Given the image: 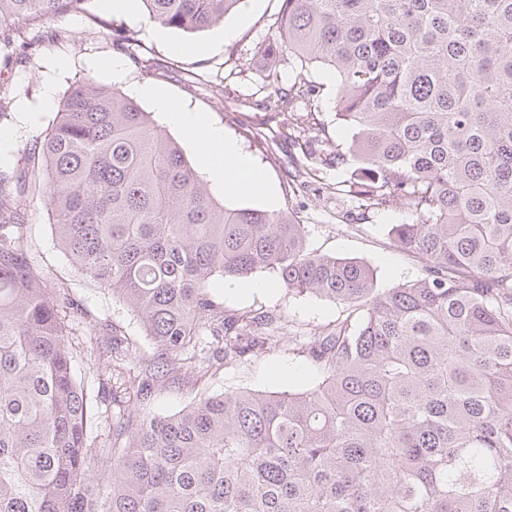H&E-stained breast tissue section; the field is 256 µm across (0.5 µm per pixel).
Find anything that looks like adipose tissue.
<instances>
[{
    "label": "adipose tissue",
    "instance_id": "ef3b65f1",
    "mask_svg": "<svg viewBox=\"0 0 512 512\" xmlns=\"http://www.w3.org/2000/svg\"><path fill=\"white\" fill-rule=\"evenodd\" d=\"M137 94L148 98L163 122L193 133L203 163V173L212 182L234 191L247 190V179L254 171L252 160L236 144L226 139L222 129L210 125L193 110L175 104L162 90L140 86Z\"/></svg>",
    "mask_w": 512,
    "mask_h": 512
}]
</instances>
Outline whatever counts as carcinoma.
Listing matches in <instances>:
<instances>
[{"instance_id": "cac0c4a2", "label": "carcinoma", "mask_w": 512, "mask_h": 512, "mask_svg": "<svg viewBox=\"0 0 512 512\" xmlns=\"http://www.w3.org/2000/svg\"><path fill=\"white\" fill-rule=\"evenodd\" d=\"M87 0H0L3 65L35 55L20 20ZM195 33L242 0H140ZM272 65L332 72L277 97L289 194L325 170L361 213L406 201L388 236L422 277L380 289L365 262L310 247L288 211L218 202L184 150L132 98L87 78L40 144L0 170V512H512V0H282ZM44 195L57 244L140 320L157 357L106 338L112 431L73 370L67 288L28 256L25 194ZM265 270L343 315L292 351L302 390L208 391L273 340L278 317L231 313L217 279ZM197 387L146 412L163 377Z\"/></svg>"}]
</instances>
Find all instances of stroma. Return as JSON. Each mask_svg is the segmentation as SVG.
I'll list each match as a JSON object with an SVG mask.
<instances>
[{"instance_id": "obj_1", "label": "stroma", "mask_w": 512, "mask_h": 512, "mask_svg": "<svg viewBox=\"0 0 512 512\" xmlns=\"http://www.w3.org/2000/svg\"><path fill=\"white\" fill-rule=\"evenodd\" d=\"M281 7L282 0H245L221 25L187 33L148 23L140 11L110 14V26L100 27L92 18L104 14L101 2L90 0L87 14L62 12L34 26L21 25L24 39L37 43L39 49L28 63L0 69V85L8 92V118L0 123V168L14 167V150L42 141L55 120V109L40 108L46 82H53L59 101L73 83L84 78L125 92L135 85H154L163 88L175 103L188 106L221 127L225 136L237 143L253 160L264 182L274 188L278 209L298 213L309 231L312 248L369 263L382 288L416 280L422 274L419 263L388 238L390 225L400 223L407 214L405 201H397L388 211L350 221L346 215L355 203L348 196L313 188L297 197L288 196L280 161L251 135L255 128L277 130V122L271 119L274 91L288 89L296 76L295 68L284 62L272 65L266 55L267 46L278 38L276 19ZM227 28L234 29L235 38L224 44L219 37ZM120 30L132 36L131 44L122 51L114 45ZM116 57L125 64L118 75L111 67ZM22 213L29 226L31 253L50 283L69 289L76 304L87 312L90 325L101 330L119 328L138 341L141 354L153 356L154 348L145 338L139 319L113 300L109 291L87 282L65 259L48 223L44 197L24 201ZM256 279L258 285L253 289L236 290L220 281L214 288L222 294L225 309L279 314L284 324L258 357L211 379L210 392L237 388L296 390L317 378L314 367L292 352L290 339L335 321L340 307L312 295L289 293L278 286L275 273L263 272ZM88 327L79 325L74 337V368L89 390L98 391L100 410L108 411L112 408V390L98 386L100 364L90 354ZM194 395L191 382L172 378L158 385L147 410L171 414L187 405Z\"/></svg>"}]
</instances>
